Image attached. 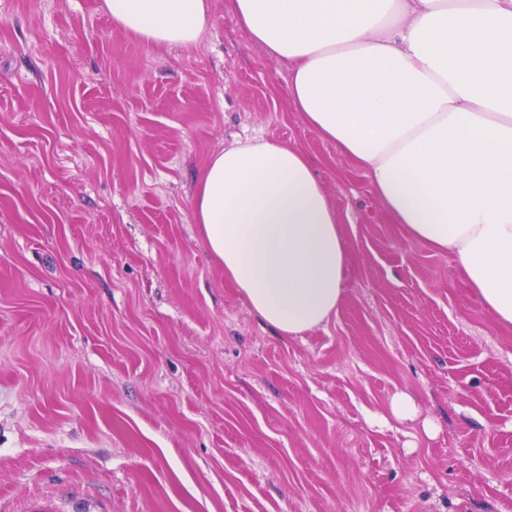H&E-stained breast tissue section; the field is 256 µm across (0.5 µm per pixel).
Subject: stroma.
Instances as JSON below:
<instances>
[{
  "instance_id": "stroma-1",
  "label": "stroma",
  "mask_w": 512,
  "mask_h": 512,
  "mask_svg": "<svg viewBox=\"0 0 512 512\" xmlns=\"http://www.w3.org/2000/svg\"><path fill=\"white\" fill-rule=\"evenodd\" d=\"M210 5L204 40L167 48L102 0H0V512H512V329ZM246 137L305 152L350 241L338 310L302 337L193 222L202 167ZM399 391L420 419L373 423Z\"/></svg>"
}]
</instances>
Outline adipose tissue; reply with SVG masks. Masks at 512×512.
<instances>
[{
  "label": "adipose tissue",
  "instance_id": "ef3b65f1",
  "mask_svg": "<svg viewBox=\"0 0 512 512\" xmlns=\"http://www.w3.org/2000/svg\"><path fill=\"white\" fill-rule=\"evenodd\" d=\"M115 27L196 45L210 0H103ZM250 39L291 66L306 123L364 171L392 223L450 253L512 327V0H231ZM193 217L251 311L297 337L335 316L351 248L308 157L245 139L211 155Z\"/></svg>",
  "mask_w": 512,
  "mask_h": 512
}]
</instances>
